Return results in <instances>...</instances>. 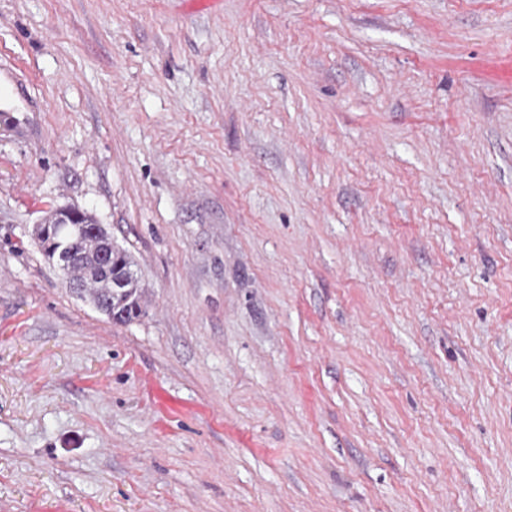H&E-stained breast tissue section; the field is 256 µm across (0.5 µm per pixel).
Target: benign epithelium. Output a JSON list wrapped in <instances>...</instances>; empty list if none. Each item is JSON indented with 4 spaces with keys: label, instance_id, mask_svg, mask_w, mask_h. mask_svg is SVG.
Returning <instances> with one entry per match:
<instances>
[{
    "label": "benign epithelium",
    "instance_id": "benign-epithelium-1",
    "mask_svg": "<svg viewBox=\"0 0 512 512\" xmlns=\"http://www.w3.org/2000/svg\"><path fill=\"white\" fill-rule=\"evenodd\" d=\"M80 211L76 208H60L52 212V222L36 226V233L44 240L48 256L69 277L79 264L87 261L93 266L97 279L112 287V252L116 243L102 224L80 223ZM82 243L83 251L77 252L73 245Z\"/></svg>",
    "mask_w": 512,
    "mask_h": 512
}]
</instances>
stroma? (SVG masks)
Returning <instances> with one entry per match:
<instances>
[{
	"instance_id": "35a3bbf8",
	"label": "stroma",
	"mask_w": 512,
	"mask_h": 512,
	"mask_svg": "<svg viewBox=\"0 0 512 512\" xmlns=\"http://www.w3.org/2000/svg\"><path fill=\"white\" fill-rule=\"evenodd\" d=\"M0 512H512V0H0ZM80 211L76 208H60L52 212V222L37 224L36 233L44 240L48 256L67 279L68 287L84 298V285L70 282L69 275L79 264L87 260L93 266L97 279L111 289L106 301H95L93 306L99 312L118 323H127L142 313L140 299L143 285L135 269L136 262L129 250L117 246L112 235L103 224H80ZM81 242L84 249L77 252L73 248ZM116 248V249H115ZM115 249V250H114ZM114 250V251H113ZM118 279V288H112L113 273Z\"/></svg>"
}]
</instances>
